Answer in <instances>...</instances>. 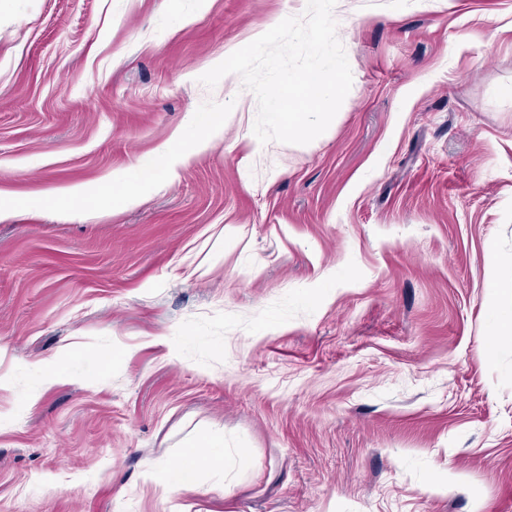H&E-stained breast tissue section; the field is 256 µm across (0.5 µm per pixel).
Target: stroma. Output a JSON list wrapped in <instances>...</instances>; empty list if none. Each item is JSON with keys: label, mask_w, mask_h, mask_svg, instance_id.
<instances>
[{"label": "stroma", "mask_w": 512, "mask_h": 512, "mask_svg": "<svg viewBox=\"0 0 512 512\" xmlns=\"http://www.w3.org/2000/svg\"><path fill=\"white\" fill-rule=\"evenodd\" d=\"M305 7L0 0V512H512V0H337L335 126L263 145L199 78ZM184 153L174 147L159 150L134 174L124 173L113 178L112 190L118 187L124 192L128 202L134 201L147 187H151L162 177L173 178L177 169L184 163ZM191 449L186 452L183 465L172 482L176 490H192L196 487L197 476L203 467L221 470L224 463L223 450L214 451L206 458H200L198 453Z\"/></svg>", "instance_id": "35a3bbf8"}]
</instances>
